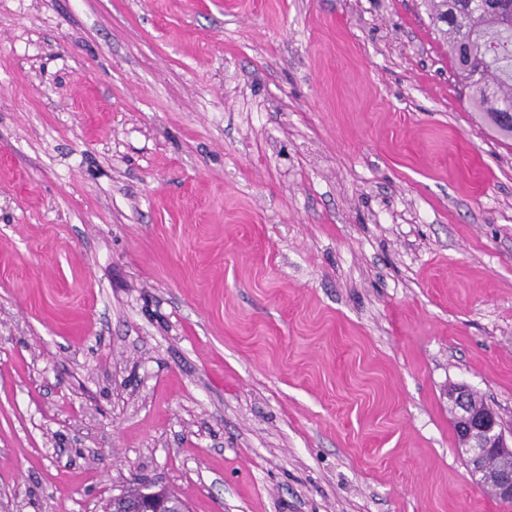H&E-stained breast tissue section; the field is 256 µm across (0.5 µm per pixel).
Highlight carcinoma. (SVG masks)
<instances>
[{"instance_id":"obj_1","label":"carcinoma","mask_w":512,"mask_h":512,"mask_svg":"<svg viewBox=\"0 0 512 512\" xmlns=\"http://www.w3.org/2000/svg\"><path fill=\"white\" fill-rule=\"evenodd\" d=\"M432 20L448 40L459 81L471 89L470 103L503 137L512 138V8L478 4L459 11L458 0H428Z\"/></svg>"}]
</instances>
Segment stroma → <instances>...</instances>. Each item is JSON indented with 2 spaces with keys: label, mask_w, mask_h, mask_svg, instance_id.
I'll return each instance as SVG.
<instances>
[{
  "label": "stroma",
  "mask_w": 512,
  "mask_h": 512,
  "mask_svg": "<svg viewBox=\"0 0 512 512\" xmlns=\"http://www.w3.org/2000/svg\"><path fill=\"white\" fill-rule=\"evenodd\" d=\"M512 140L424 0H0V512H512ZM448 403L459 450L466 455L471 477L482 484L483 474L489 473L487 459L495 457L499 464L488 488L500 500L512 502V431L509 440L498 412L486 403L473 401L472 390L465 385L448 394ZM175 493L166 486H153L152 489L146 491L141 490L140 501L144 510L141 512H169L168 508Z\"/></svg>",
  "instance_id": "stroma-1"
}]
</instances>
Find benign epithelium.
<instances>
[{
	"mask_svg": "<svg viewBox=\"0 0 512 512\" xmlns=\"http://www.w3.org/2000/svg\"><path fill=\"white\" fill-rule=\"evenodd\" d=\"M451 419L459 450L466 455L471 477L481 483L488 473L487 459L494 457L498 467L489 480L491 492L500 500L512 502V431L507 433L498 412L488 404L473 401L472 390L460 385L448 394ZM174 492L166 486L141 491L142 512H166Z\"/></svg>",
	"mask_w": 512,
	"mask_h": 512,
	"instance_id": "1",
	"label": "benign epithelium"
}]
</instances>
